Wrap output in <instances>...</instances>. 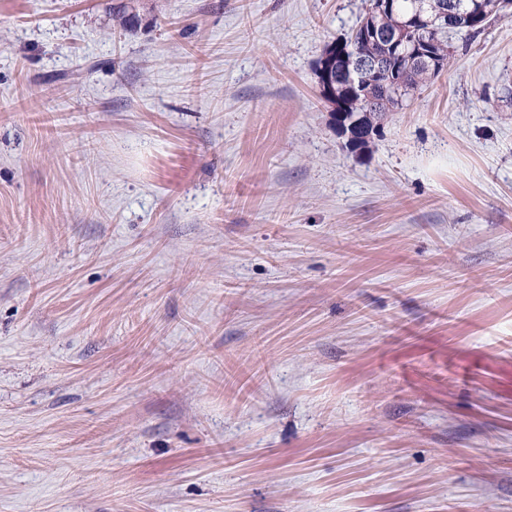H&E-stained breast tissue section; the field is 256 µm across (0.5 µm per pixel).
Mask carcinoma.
I'll use <instances>...</instances> for the list:
<instances>
[{
	"instance_id": "carcinoma-1",
	"label": "carcinoma",
	"mask_w": 512,
	"mask_h": 512,
	"mask_svg": "<svg viewBox=\"0 0 512 512\" xmlns=\"http://www.w3.org/2000/svg\"><path fill=\"white\" fill-rule=\"evenodd\" d=\"M452 0H395L392 11L381 9L378 0H370L369 7L350 33L329 44L325 56L332 66L341 69L345 64L343 56L375 58L381 67L361 74L360 84L377 93L373 101L344 86L336 88L338 98H328L332 105L331 114L345 112L360 116L365 124L378 130L386 113L402 104V101L420 92L430 81L448 66V28L434 23L429 30L410 29L404 21L419 13L435 17ZM473 7L472 21L460 27V31L476 35L485 30L493 14L504 9L502 0H464ZM399 29L409 43L424 42L430 51L435 66H427L410 56L394 55L390 42L372 37L367 29Z\"/></svg>"
}]
</instances>
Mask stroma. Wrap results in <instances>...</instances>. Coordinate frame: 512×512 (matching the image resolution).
<instances>
[{
	"label": "stroma",
	"mask_w": 512,
	"mask_h": 512,
	"mask_svg": "<svg viewBox=\"0 0 512 512\" xmlns=\"http://www.w3.org/2000/svg\"><path fill=\"white\" fill-rule=\"evenodd\" d=\"M368 0H0V512H512V13L350 151Z\"/></svg>",
	"instance_id": "1"
}]
</instances>
